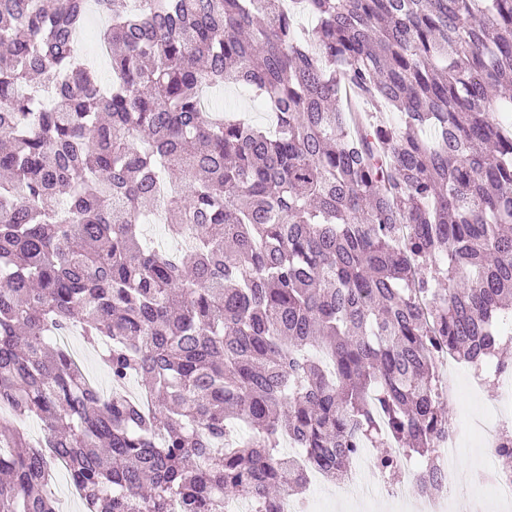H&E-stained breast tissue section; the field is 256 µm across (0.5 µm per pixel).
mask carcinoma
<instances>
[{"mask_svg": "<svg viewBox=\"0 0 512 512\" xmlns=\"http://www.w3.org/2000/svg\"><path fill=\"white\" fill-rule=\"evenodd\" d=\"M299 2L0 0V407L43 423L0 432V512H58V466L84 512H276L431 459L439 354L512 370V0ZM241 85L271 126L205 106ZM103 25H104V22L99 21L96 16H91V18L89 20V26L84 30V31H86L89 29L88 34L86 35V38H85V48L83 50L88 59L96 62L101 79L103 81H108L111 76L108 62L107 61L105 62L104 57L103 58L95 57V55L93 53L94 46L96 45L97 42L94 39V37L92 36V33L96 31L98 34L99 28H101ZM76 334L71 336V341L65 343L75 354L81 357L87 374L93 376L104 387L109 389V377L100 365L96 353L90 349L83 341L77 330Z\"/></svg>", "mask_w": 512, "mask_h": 512, "instance_id": "obj_1", "label": "carcinoma"}]
</instances>
